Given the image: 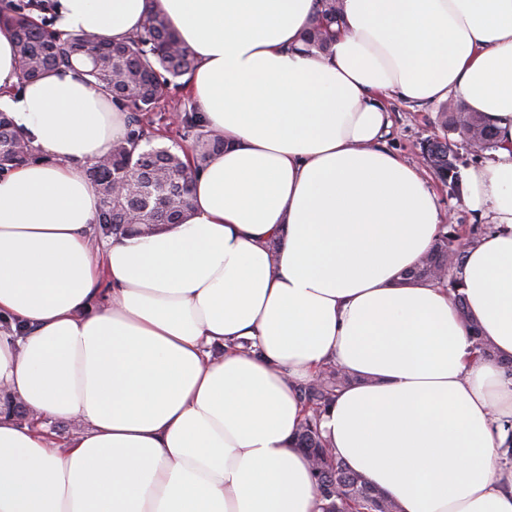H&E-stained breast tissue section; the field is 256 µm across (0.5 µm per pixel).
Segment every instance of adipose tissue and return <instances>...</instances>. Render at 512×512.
Masks as SVG:
<instances>
[{"label": "adipose tissue", "mask_w": 512, "mask_h": 512, "mask_svg": "<svg viewBox=\"0 0 512 512\" xmlns=\"http://www.w3.org/2000/svg\"><path fill=\"white\" fill-rule=\"evenodd\" d=\"M58 2V31L112 42L165 14L224 150L183 223L93 246L85 167L125 114L79 63L21 82L0 27V110L40 155L0 176V512H321L296 386L329 361L359 382L322 435L398 512H512V0H342L324 53L317 0ZM391 98L497 132L462 186L493 358L447 289L397 283L444 215L387 146ZM339 0H318V9L305 31V42L310 48L326 51L342 23ZM456 308H457V311H458L460 317L466 323V325L472 335L471 338L473 339V343H474V345H473L474 351L478 355H481V356H491V354H492L491 347L480 338L478 326L473 322V319L471 318V316L467 310L464 296L461 294H457Z\"/></svg>", "instance_id": "1"}]
</instances>
